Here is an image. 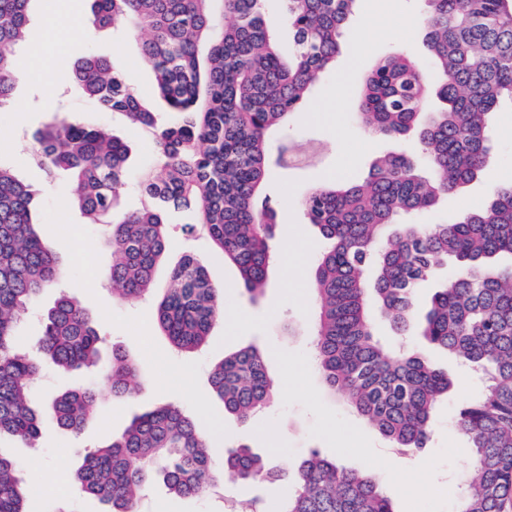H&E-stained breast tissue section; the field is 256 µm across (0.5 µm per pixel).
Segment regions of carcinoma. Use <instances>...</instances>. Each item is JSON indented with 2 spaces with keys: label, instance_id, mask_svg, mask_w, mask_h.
<instances>
[{
  "label": "carcinoma",
  "instance_id": "cac0c4a2",
  "mask_svg": "<svg viewBox=\"0 0 512 512\" xmlns=\"http://www.w3.org/2000/svg\"><path fill=\"white\" fill-rule=\"evenodd\" d=\"M33 0H0V107L18 77ZM357 0H282L291 40L283 52L265 0H93L91 26L126 20L154 80L149 96L121 69L91 53L72 79L102 112L118 113L150 138L156 162L139 170L141 207L120 211L130 188L129 147L107 129L62 119L37 138L32 160L48 174L65 170L73 201L89 224L111 228L112 293L135 303L154 291L157 266L171 249L172 216L191 212L189 237L206 236L238 270L255 300L267 288L278 203L261 196L272 166L268 132L310 99L336 66ZM424 44L430 75L396 53L380 59L360 91L358 119L368 132L403 142L378 159L363 184L337 181L305 193L304 216L330 247L315 263L314 350L326 385L397 448L426 447L448 373L419 349H390L373 334L379 314L391 335L420 330L456 362L482 371L486 392L457 413L472 468L457 512H504L512 502V180L452 223L418 224L448 195L481 181L492 151L490 118L512 103V0H427ZM231 19L217 25V15ZM33 192L0 163V437L28 446L38 435L29 404L36 364L16 346L15 327L58 267L36 229ZM454 261L453 277L443 274ZM439 282L424 314L417 294ZM223 311V296L199 260L184 254L171 268L158 306L172 348L202 349ZM101 334L83 308L62 296L44 319L42 351L63 371L97 364ZM135 362L112 353V395L136 392ZM211 385L224 409L247 420L273 400L274 379L256 346L214 365ZM99 403L83 388L54 398L61 429L79 434ZM214 449L195 420L174 403L135 416L112 442L90 448L73 475L104 512H137L145 487L160 477L180 496L219 482ZM226 476L275 484L286 474L241 445L224 449ZM295 492L279 512H394L380 479L348 470L317 451L294 474ZM0 512H29L15 460L0 451Z\"/></svg>",
  "mask_w": 512,
  "mask_h": 512
}]
</instances>
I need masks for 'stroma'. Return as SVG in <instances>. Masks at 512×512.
Here are the masks:
<instances>
[{"label": "stroma", "mask_w": 512, "mask_h": 512, "mask_svg": "<svg viewBox=\"0 0 512 512\" xmlns=\"http://www.w3.org/2000/svg\"><path fill=\"white\" fill-rule=\"evenodd\" d=\"M92 0H33L27 46L17 54L18 78L9 103L0 107V163L36 191L34 216L39 231L55 253L60 275L53 287L43 290L16 327L17 345L37 358L39 369L31 383L30 402L41 414L36 447L15 438H0L20 464L30 512H102L101 504L83 494L73 482L87 449L119 437L135 415L163 402L182 406L202 430L222 428L219 450L210 457L216 475L224 473V447L245 444L268 456L275 468L294 473L311 451L336 459L347 469L381 477L395 512H455L461 484L469 469L470 454L454 426L459 406L479 394L483 385L468 369L440 351L432 358L451 374L453 386L447 399L433 413L429 447L402 455L342 399L324 386L314 358V298L311 290L314 259L326 248L325 240L304 218L300 200L310 188L332 174L352 182L364 181L372 161L396 150L397 142L367 137L354 112L360 83L375 60L391 52L408 54L420 67L431 68L423 44L425 0H360L349 26L354 43L339 57L334 71L316 86L312 97L293 113L285 127L275 130L272 146L288 143L317 151L315 164L300 168H273L265 192L281 200L276 228L275 259L268 270L264 295L250 299L239 284L237 269L225 261L207 237H184L180 227L189 214L174 215L170 228L172 257L194 254L207 268L213 282L224 290V311L214 323L207 345L199 352H175L157 326L156 304L148 297L126 303L112 295L107 276L110 262L108 230L85 223L71 203L65 174L48 179L30 154L39 133L60 119L102 125L127 142L131 165L140 169L154 160L151 142L132 129L117 113L97 111L73 84L71 71L81 52H92L122 69L139 91L153 81L141 60L139 45L128 37L124 21L106 29L74 32L72 39H41L45 12L91 13ZM54 85L59 99L48 102L45 85ZM494 159L487 180L448 198L436 210L418 216L421 224H442L479 208L491 183L512 177V109L502 108L493 125ZM63 295L76 299L104 335L96 367L63 374L41 358L39 345L45 312ZM248 344L265 353L270 375L278 388L271 406L248 421L227 413L213 394L209 375L225 354ZM121 349L137 365L140 389L130 398L105 397L97 414L80 435L62 430L50 404L71 388L102 387L113 349ZM304 372L303 386L283 380L285 367ZM60 479L59 489L44 493L46 477ZM292 484H221L219 493L205 497H180L163 482L153 483L140 504L141 512H230L259 497L270 512H277Z\"/></svg>", "instance_id": "obj_1"}]
</instances>
